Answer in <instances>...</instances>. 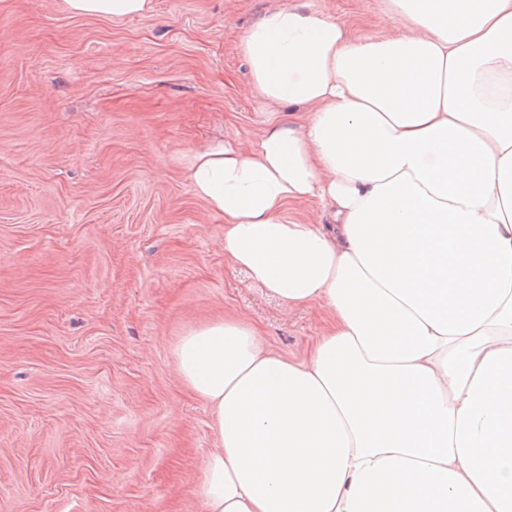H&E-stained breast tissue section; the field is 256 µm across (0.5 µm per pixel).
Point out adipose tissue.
Masks as SVG:
<instances>
[{
	"instance_id": "obj_1",
	"label": "adipose tissue",
	"mask_w": 512,
	"mask_h": 512,
	"mask_svg": "<svg viewBox=\"0 0 512 512\" xmlns=\"http://www.w3.org/2000/svg\"><path fill=\"white\" fill-rule=\"evenodd\" d=\"M389 11L403 34L362 39L320 9L267 10L240 51L258 95L309 120L190 158L225 256L333 315L302 362L233 321L176 343L219 437L207 512H512V0ZM309 200L322 223L285 216Z\"/></svg>"
}]
</instances>
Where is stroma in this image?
Listing matches in <instances>:
<instances>
[{"instance_id":"1","label":"stroma","mask_w":512,"mask_h":512,"mask_svg":"<svg viewBox=\"0 0 512 512\" xmlns=\"http://www.w3.org/2000/svg\"><path fill=\"white\" fill-rule=\"evenodd\" d=\"M324 9L399 34L384 0H153L133 17L0 0V512H206L218 448L182 382L187 330L235 320L309 359L331 316L289 307L224 255L190 157L249 151L270 108L239 44L266 10Z\"/></svg>"}]
</instances>
